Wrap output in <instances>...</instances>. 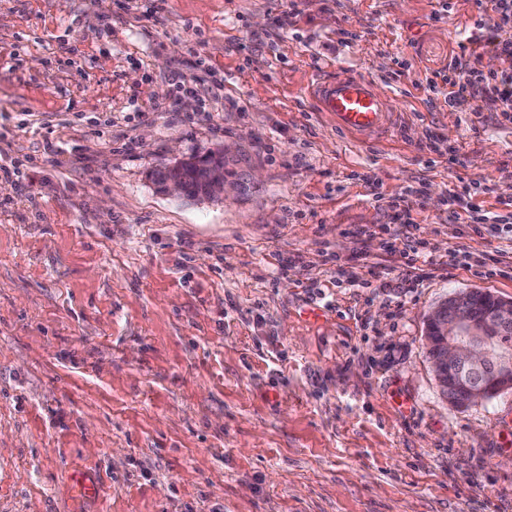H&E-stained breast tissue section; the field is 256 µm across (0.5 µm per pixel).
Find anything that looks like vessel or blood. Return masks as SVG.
I'll list each match as a JSON object with an SVG mask.
<instances>
[{"mask_svg": "<svg viewBox=\"0 0 512 512\" xmlns=\"http://www.w3.org/2000/svg\"><path fill=\"white\" fill-rule=\"evenodd\" d=\"M314 91L322 110L347 132L364 136L391 127L392 107L367 79L331 76L319 80Z\"/></svg>", "mask_w": 512, "mask_h": 512, "instance_id": "obj_1", "label": "vessel or blood"}]
</instances>
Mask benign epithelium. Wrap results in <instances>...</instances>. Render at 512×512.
<instances>
[{"label": "benign epithelium", "mask_w": 512, "mask_h": 512, "mask_svg": "<svg viewBox=\"0 0 512 512\" xmlns=\"http://www.w3.org/2000/svg\"><path fill=\"white\" fill-rule=\"evenodd\" d=\"M239 165L235 152L222 149L204 164L202 199L226 198L242 189L228 175ZM165 194L187 196L180 176L167 175L156 183ZM477 289L455 294L431 308L424 317V341L431 352L437 385L448 405L462 408L479 404L512 390V351L493 344L489 337L512 331V299L491 298L489 311L469 315Z\"/></svg>", "instance_id": "obj_1"}]
</instances>
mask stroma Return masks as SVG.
I'll use <instances>...</instances> for the list:
<instances>
[{"label": "stroma", "instance_id": "1", "mask_svg": "<svg viewBox=\"0 0 512 512\" xmlns=\"http://www.w3.org/2000/svg\"><path fill=\"white\" fill-rule=\"evenodd\" d=\"M439 9L0 0V512H512V391L448 406L424 345L449 296L512 298L452 259L512 258L452 199L512 219V122L449 106L473 4ZM336 73L388 135L319 111ZM223 147L238 197L155 188ZM314 92L323 112L347 132L364 136L391 128L392 107L367 79L331 76L319 80Z\"/></svg>", "mask_w": 512, "mask_h": 512}]
</instances>
